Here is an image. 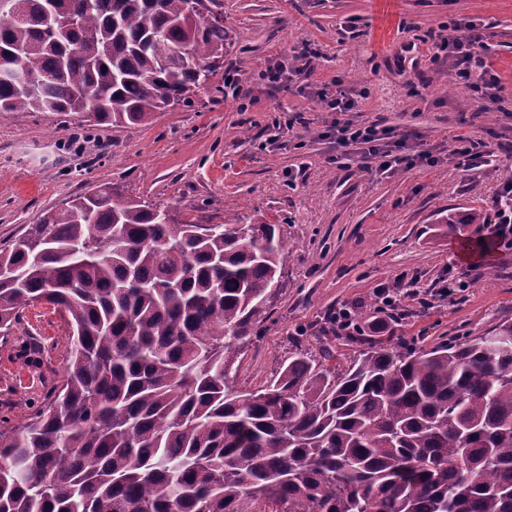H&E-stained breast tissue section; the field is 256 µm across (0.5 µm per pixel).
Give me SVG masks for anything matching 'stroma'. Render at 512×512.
<instances>
[{"instance_id":"35a3bbf8","label":"stroma","mask_w":512,"mask_h":512,"mask_svg":"<svg viewBox=\"0 0 512 512\" xmlns=\"http://www.w3.org/2000/svg\"><path fill=\"white\" fill-rule=\"evenodd\" d=\"M490 25L487 53L504 88L497 103L479 102L459 84L449 61L432 62L448 24ZM233 47L224 65L238 71L253 102L240 109L224 94L223 75L192 106L155 113L145 124L113 131L78 116L0 112V245L22 235L46 211L106 185L217 224L281 225L289 251L280 289L259 339L242 349L235 385L261 389L295 339L313 352L332 349L348 362L369 335L380 307L375 287L402 283L408 296L389 318L384 339L416 349L465 342L512 322V248L490 224L468 225L463 237L441 235L448 210L490 211L512 180V0H224ZM310 43L317 84L342 82L359 97L350 119L410 134L413 149L434 165L400 164L379 175L356 154L338 156L326 132L333 113L260 78L272 60ZM491 144L500 163L458 167L457 137ZM493 241L470 264L461 245ZM468 276L448 297V279ZM356 312L357 330L334 335L336 309ZM41 349L27 358L28 341ZM66 336L57 310L29 306L0 337V416L24 422L61 375Z\"/></svg>"}]
</instances>
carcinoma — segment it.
Here are the masks:
<instances>
[{"mask_svg": "<svg viewBox=\"0 0 512 512\" xmlns=\"http://www.w3.org/2000/svg\"><path fill=\"white\" fill-rule=\"evenodd\" d=\"M77 23L51 32L47 5ZM0 112L114 128L190 106L224 68V0H14ZM439 223L483 224L477 210ZM204 225L91 189L0 249V335L34 302L69 328L60 380L0 417V512H512V322L427 350L301 343L261 390L237 354L270 318L277 224Z\"/></svg>", "mask_w": 512, "mask_h": 512, "instance_id": "carcinoma-1", "label": "carcinoma"}]
</instances>
